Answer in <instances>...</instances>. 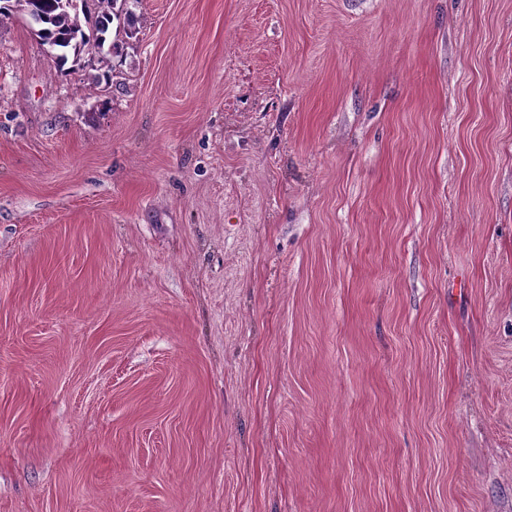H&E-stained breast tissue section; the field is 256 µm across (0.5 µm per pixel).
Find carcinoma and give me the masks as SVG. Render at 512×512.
<instances>
[{
	"label": "carcinoma",
	"mask_w": 512,
	"mask_h": 512,
	"mask_svg": "<svg viewBox=\"0 0 512 512\" xmlns=\"http://www.w3.org/2000/svg\"><path fill=\"white\" fill-rule=\"evenodd\" d=\"M131 0H0V24L21 11L42 44L55 50L57 67L79 59L86 49L102 58L123 55L124 43L109 41L110 25L127 23Z\"/></svg>",
	"instance_id": "obj_1"
}]
</instances>
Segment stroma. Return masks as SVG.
Segmentation results:
<instances>
[{
    "instance_id": "stroma-1",
    "label": "stroma",
    "mask_w": 512,
    "mask_h": 512,
    "mask_svg": "<svg viewBox=\"0 0 512 512\" xmlns=\"http://www.w3.org/2000/svg\"><path fill=\"white\" fill-rule=\"evenodd\" d=\"M130 9L0 25V512H512V0ZM131 0H0V25L21 11L29 17L34 34L54 53L62 69L72 56L73 63L87 48L107 59L123 55L122 41L108 40L110 25L123 26L132 15ZM119 3V6H118Z\"/></svg>"
}]
</instances>
